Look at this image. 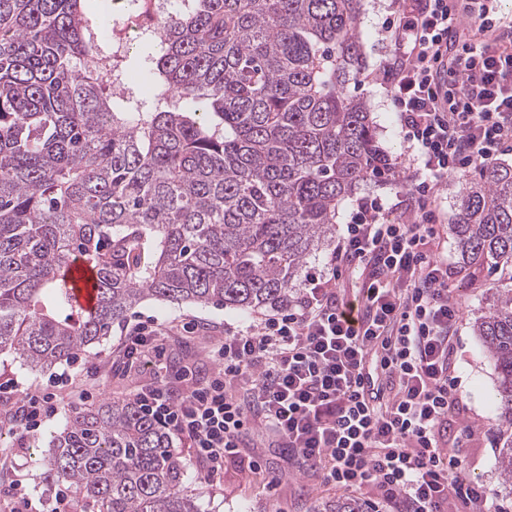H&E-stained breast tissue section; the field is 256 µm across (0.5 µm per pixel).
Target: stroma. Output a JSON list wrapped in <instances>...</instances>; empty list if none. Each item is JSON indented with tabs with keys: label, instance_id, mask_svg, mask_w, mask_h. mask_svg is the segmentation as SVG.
Segmentation results:
<instances>
[{
	"label": "stroma",
	"instance_id": "obj_1",
	"mask_svg": "<svg viewBox=\"0 0 512 512\" xmlns=\"http://www.w3.org/2000/svg\"><path fill=\"white\" fill-rule=\"evenodd\" d=\"M390 0H360L359 26L362 32V65L356 81L346 87L349 96L363 99L370 113L380 147L392 159L406 155L397 114L390 94L382 82V69L389 50L385 44L386 19L390 14ZM475 174L466 169L450 174L437 199L445 227L438 251L446 255L449 264L459 267L454 288L460 302L462 318L458 336L461 350L458 356V374L462 378L461 390L468 405L464 425L478 426L480 438L476 446L462 449L461 457L473 478L496 488L501 498L512 501V489L502 486L496 459L497 430L495 411L488 396L493 393L496 374L492 362L473 331V321L486 309L490 295L488 280L469 274L462 269L455 240L449 229L457 212L459 193ZM377 197L388 202L386 216L398 222L407 199L405 179L391 176L370 181L357 190L355 197L343 200L336 214V231H343L349 220L356 198ZM150 318L169 331L166 343V363L169 374L188 370L203 376L208 372L206 353L224 335L226 327L247 325L253 314H240L220 306L193 303L169 304L148 300L134 308L126 323L133 325ZM121 326L113 325L111 331L91 351L79 352L71 360L38 372L21 369L12 355L0 353V384L5 381L18 383L26 389L47 384L50 378L69 373L81 379L89 391L88 397L71 396L65 399L60 414L54 415L41 429L31 434L27 442H20L19 431L0 423V512L26 497L34 512H44L54 501L57 485L43 479L39 465L53 431L61 428L64 411L84 407L98 401L131 398L139 386L155 382L153 369L135 366L127 375L112 373V362L118 356ZM174 450L185 465L184 487L190 491L201 512H317L323 503L336 500L341 492L323 486L320 480L306 474H297L273 484L272 478L281 470L283 462L275 449L269 448L261 433L255 432L244 440L245 454L262 456L266 467L259 472L226 470L224 475L208 477L192 455L191 448L175 442Z\"/></svg>",
	"mask_w": 512,
	"mask_h": 512
}]
</instances>
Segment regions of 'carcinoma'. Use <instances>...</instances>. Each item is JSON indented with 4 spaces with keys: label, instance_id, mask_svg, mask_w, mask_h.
<instances>
[{
    "label": "carcinoma",
    "instance_id": "carcinoma-1",
    "mask_svg": "<svg viewBox=\"0 0 512 512\" xmlns=\"http://www.w3.org/2000/svg\"><path fill=\"white\" fill-rule=\"evenodd\" d=\"M359 0H195L160 22L151 101L119 106L83 60L84 0H0V353L43 370L147 299L281 306L371 178L375 129L345 94ZM451 231L491 277L474 332L497 373L498 470L512 480V165L479 170ZM79 256L97 308L71 298ZM45 477L98 512H200L170 434L132 400L69 410ZM324 512H367L338 497Z\"/></svg>",
    "mask_w": 512,
    "mask_h": 512
}]
</instances>
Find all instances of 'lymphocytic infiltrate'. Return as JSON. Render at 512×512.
I'll use <instances>...</instances> for the list:
<instances>
[{
	"instance_id": "lymphocytic-infiltrate-1",
	"label": "lymphocytic infiltrate",
	"mask_w": 512,
	"mask_h": 512,
	"mask_svg": "<svg viewBox=\"0 0 512 512\" xmlns=\"http://www.w3.org/2000/svg\"><path fill=\"white\" fill-rule=\"evenodd\" d=\"M497 0H392L390 58L383 79L398 114L414 181L400 222L381 199H358L334 251L308 272L288 306L226 330L208 354V376L179 389H136L142 412L193 448L209 475L234 466L247 433L279 449L283 475L314 473L350 494L370 490L391 512H507L475 480L448 440L463 414L456 374L460 307L452 269L433 246L436 204L449 174L495 165L512 147V45L497 35ZM474 26L476 42L451 50L449 35ZM165 330L137 323L126 366H159ZM16 426L37 431L62 392L34 386L16 396Z\"/></svg>"
}]
</instances>
